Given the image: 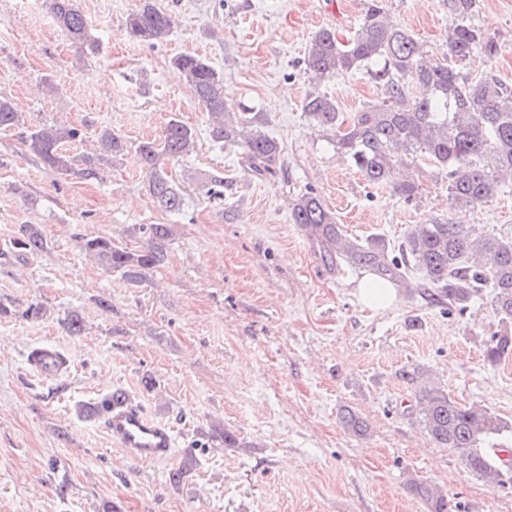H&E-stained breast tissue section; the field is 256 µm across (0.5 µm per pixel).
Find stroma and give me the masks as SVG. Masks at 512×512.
<instances>
[{
	"label": "stroma",
	"instance_id": "stroma-1",
	"mask_svg": "<svg viewBox=\"0 0 512 512\" xmlns=\"http://www.w3.org/2000/svg\"><path fill=\"white\" fill-rule=\"evenodd\" d=\"M154 3L175 27L150 47L115 37L140 0H79L99 39L91 51L64 37L44 0H0V97L26 123L82 128L75 149L91 152L100 128L134 143L159 137L176 116L197 137L193 153L170 165L173 177L217 169L232 183L223 209L189 183L188 208L168 214L147 195L137 154L95 178L58 175L24 146L20 129H0V244L26 224L48 239L46 252L0 266V302L11 310L0 316V512H104L108 503L122 512H427L412 477L441 486L460 512H512V482L467 474L457 451L435 447L400 378L425 367L457 402L488 407L508 424L491 445L512 457V357H484L499 327L490 295L461 315L405 290L393 306L368 309L358 299L367 269L328 267L290 220L292 201L309 187L360 240L399 244L408 225L448 210L441 177L423 176L411 203L369 186L303 110L316 86L304 65L311 36L323 27L354 32L363 0ZM386 13L430 53L444 51L454 24L448 0H386ZM472 22L502 51L473 55L465 72L512 85V0H479ZM179 54L202 56L223 73L235 90L229 106L265 112V130L282 147L271 174L252 177L241 147L212 141L203 106L169 66ZM46 74L54 90L42 87ZM316 87L347 119L381 95L360 73ZM465 219L480 236H512V190ZM135 224L173 227L166 263L137 287L78 247L85 235L136 247L126 235ZM32 304L43 317H25ZM74 311L84 319L79 336L63 326ZM42 345L67 359L50 380L27 364ZM147 376L156 382L150 391ZM115 390L176 429L170 460H131L104 420L79 415L80 405ZM345 408L368 423L366 436L344 427ZM218 428L239 447H224ZM189 454V478L171 484Z\"/></svg>",
	"mask_w": 512,
	"mask_h": 512
}]
</instances>
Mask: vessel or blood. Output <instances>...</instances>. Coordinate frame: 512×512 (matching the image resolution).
<instances>
[{"label": "vessel or blood", "instance_id": "1", "mask_svg": "<svg viewBox=\"0 0 512 512\" xmlns=\"http://www.w3.org/2000/svg\"><path fill=\"white\" fill-rule=\"evenodd\" d=\"M29 364L36 376L44 379L56 377L65 367L61 352L52 347L33 350ZM106 432L112 443L142 462L168 460L175 443L173 427L149 418L119 395L112 398Z\"/></svg>", "mask_w": 512, "mask_h": 512}]
</instances>
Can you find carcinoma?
<instances>
[{
  "mask_svg": "<svg viewBox=\"0 0 512 512\" xmlns=\"http://www.w3.org/2000/svg\"><path fill=\"white\" fill-rule=\"evenodd\" d=\"M58 28L68 40L96 48V38L77 0H45ZM477 0H448L455 24L448 30L446 49L432 56L408 30L387 17L384 0H366L363 21L341 41L335 30L321 28L311 37L305 66L314 84L343 72L361 71L381 89V96L355 113L348 125L339 121L336 100L319 90L304 99L303 111L318 126L333 132L336 155L349 161L368 185L388 187L411 203L419 197L420 177L395 181L396 169L413 167L448 179V201L457 213L475 210L512 186V86L492 77H472L462 70L475 52L492 58L497 41L471 23ZM173 22L153 0H140L128 20L131 36L155 46L169 38ZM174 73L192 88L203 105L212 140L222 146L241 145L243 164L256 178L266 176L282 148L265 131L266 115L247 105L233 110L224 102V77L207 60L186 54L171 60ZM25 127L22 140L28 150L53 172H76L97 177L99 165L118 159L128 143L108 128L97 134L96 155H72L67 143L82 140L81 130L68 125L25 126L12 101L0 98V129ZM195 129L171 118L158 139L134 143L147 174L145 190L164 212L182 213L187 207L183 187L169 174L168 164L189 155L195 147ZM199 197L224 206V190L231 182L220 170H200L189 175ZM291 221L317 245L325 263L344 261L369 268L398 287L410 288L417 271L419 294L447 314H462L484 289L493 298L494 313L504 323L485 341L484 355L495 363L512 355V237L473 238L470 225L453 217H432L411 224L397 248L372 236L351 239L337 224L321 197L309 189L292 203ZM128 233L139 239L130 249L107 236H85L80 251L103 270L139 285L148 273L165 264L173 236L170 224H135ZM47 249V239L35 224L21 230L11 243L9 257H33ZM401 379L414 390L416 417L435 444L452 448L466 473L503 483V461L485 448L505 425L490 409L479 404L461 405L448 395L431 374L413 367ZM194 459L170 473V482L182 484ZM410 488L423 500L427 512H455L456 506L441 489L416 478Z\"/></svg>",
  "mask_w": 512,
  "mask_h": 512,
  "instance_id": "carcinoma-1",
  "label": "carcinoma"
}]
</instances>
